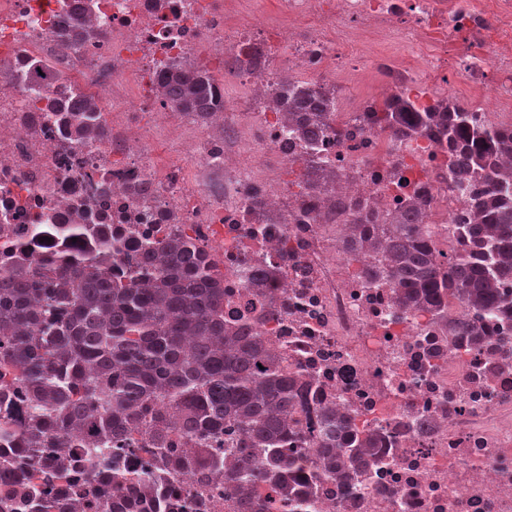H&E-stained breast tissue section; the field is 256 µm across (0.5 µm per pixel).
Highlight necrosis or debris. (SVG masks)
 I'll list each match as a JSON object with an SVG mask.
<instances>
[{"mask_svg": "<svg viewBox=\"0 0 512 512\" xmlns=\"http://www.w3.org/2000/svg\"><path fill=\"white\" fill-rule=\"evenodd\" d=\"M95 0L94 36L66 42L63 6L80 0H0V223L99 206L114 233L196 229L224 268V324L262 336L295 381L289 430L300 473L321 468L313 443L324 412L373 440V454L341 464L302 495L297 512H512V316L477 322L476 337L451 323L472 315L453 295L446 320L398 301L382 254L352 262L353 224H385L419 202L430 244L460 249L445 228L475 223L483 186L460 182L458 155L439 128H383L388 100L434 112L465 109L512 130V0ZM341 28L372 44L357 65ZM415 41L420 61L390 42ZM205 53L216 65L251 55L237 71L239 106L215 74L218 134L201 139L190 118L171 120L158 97L162 66ZM73 70L103 99L109 134L84 145L60 139L45 104L55 88L18 75L30 62ZM334 108L318 135L307 113L275 106L281 81ZM156 116L153 137L192 145L196 162L165 163L133 151L132 129ZM312 187L281 182L287 166ZM150 184L145 195L136 184ZM166 483L173 512H241L235 485L198 484L182 470Z\"/></svg>", "mask_w": 512, "mask_h": 512, "instance_id": "4bbe7bcc", "label": "necrosis or debris"}]
</instances>
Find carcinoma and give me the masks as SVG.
Segmentation results:
<instances>
[{
	"label": "carcinoma",
	"instance_id": "1",
	"mask_svg": "<svg viewBox=\"0 0 512 512\" xmlns=\"http://www.w3.org/2000/svg\"><path fill=\"white\" fill-rule=\"evenodd\" d=\"M42 76L63 86L67 95L47 100V115L65 140L89 142L106 133L94 97L70 81L66 72L41 68ZM214 80L195 66L166 67L160 74L176 112L202 120L219 106ZM279 96L309 112L327 103L307 99L302 87L285 82ZM387 126L423 127L433 112L400 109L374 113ZM448 139L464 151L454 161L459 173L494 182L495 160L512 150V133L492 130L470 112L448 115ZM507 187L481 203L483 222L452 224L448 232L468 239L466 249L442 263L425 237L420 214L408 210L371 235L360 230L350 243L386 252L390 272L407 304L440 308L448 292L480 313V319L512 313V300L500 288L512 283V197ZM29 233L53 236L51 249L32 248L17 228L0 224V396L19 387L25 394L24 421L0 416V444L17 448L29 465L62 477L71 470L77 449L116 456L132 455L137 442L127 433L145 427L152 470L121 477L104 491L94 486L73 496V512H138L143 501L169 502L162 475L169 466L206 477L224 469V455L210 437L224 422L241 427L237 447L227 456L242 466L235 481L252 487L244 507L253 512H288L297 507L295 488L312 487L328 470L302 475L288 455L298 439L288 433L295 395L284 369L258 336L224 331V279L217 256L199 236L172 237L163 228L142 236L136 265L121 279L112 264L122 259L123 239L112 225L82 210L70 224H31ZM349 423L327 413L320 444L331 455ZM197 440L189 463L173 448L175 434ZM370 440L348 434L349 460L357 461ZM260 486L279 493L274 502L255 495ZM17 508L59 512L57 500L17 487L0 498V512Z\"/></svg>",
	"mask_w": 512,
	"mask_h": 512
}]
</instances>
